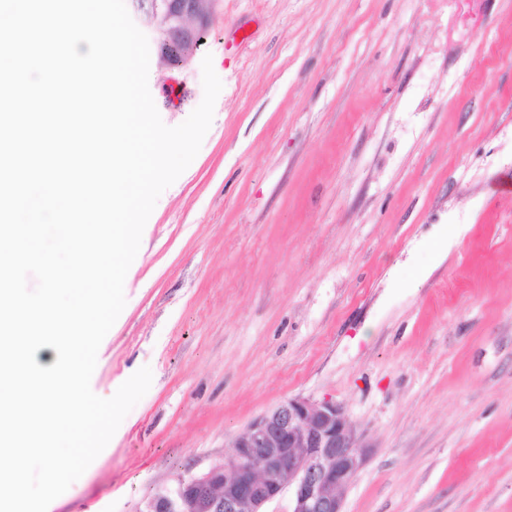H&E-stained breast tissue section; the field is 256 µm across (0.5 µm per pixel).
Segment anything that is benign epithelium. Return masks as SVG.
Returning a JSON list of instances; mask_svg holds the SVG:
<instances>
[{
    "mask_svg": "<svg viewBox=\"0 0 512 512\" xmlns=\"http://www.w3.org/2000/svg\"><path fill=\"white\" fill-rule=\"evenodd\" d=\"M216 0L135 2L154 42L193 36L209 24ZM366 461V447L343 408L330 399L290 398L253 419L224 463L180 477L140 512H265L288 492V512H343L342 492Z\"/></svg>",
    "mask_w": 512,
    "mask_h": 512,
    "instance_id": "1",
    "label": "benign epithelium"
}]
</instances>
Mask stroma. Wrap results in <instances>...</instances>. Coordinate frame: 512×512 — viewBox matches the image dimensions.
<instances>
[{
	"label": "stroma",
	"mask_w": 512,
	"mask_h": 512,
	"mask_svg": "<svg viewBox=\"0 0 512 512\" xmlns=\"http://www.w3.org/2000/svg\"><path fill=\"white\" fill-rule=\"evenodd\" d=\"M208 54L91 379L151 386L48 512H139L296 396L370 449L343 512H512V0H216L166 125Z\"/></svg>",
	"instance_id": "1"
}]
</instances>
